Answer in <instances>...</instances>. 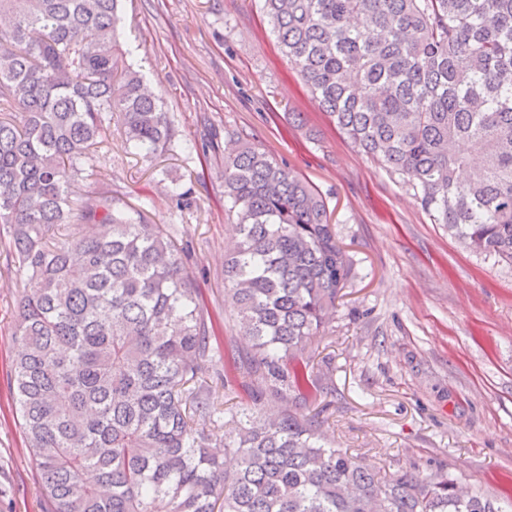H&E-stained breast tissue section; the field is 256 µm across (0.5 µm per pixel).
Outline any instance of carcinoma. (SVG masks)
<instances>
[{
    "mask_svg": "<svg viewBox=\"0 0 512 512\" xmlns=\"http://www.w3.org/2000/svg\"><path fill=\"white\" fill-rule=\"evenodd\" d=\"M121 0H0V224L22 269L14 362L46 512H508L459 478H389L321 441L325 375L308 338L355 263L318 190L236 138L224 201L236 240L227 297L246 353L216 378L210 317L174 240L112 192L80 200V159L112 113L140 155L175 138L145 77L119 67ZM277 45L336 127L468 249L512 264V0H262ZM94 29L98 39L80 34ZM99 235L50 244L73 215ZM224 440L231 475L208 451Z\"/></svg>",
    "mask_w": 512,
    "mask_h": 512,
    "instance_id": "cac0c4a2",
    "label": "carcinoma"
}]
</instances>
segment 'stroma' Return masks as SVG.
<instances>
[{
	"instance_id": "35a3bbf8",
	"label": "stroma",
	"mask_w": 512,
	"mask_h": 512,
	"mask_svg": "<svg viewBox=\"0 0 512 512\" xmlns=\"http://www.w3.org/2000/svg\"><path fill=\"white\" fill-rule=\"evenodd\" d=\"M261 0H123L122 61L147 76L176 143L135 155L119 126L81 160L76 195L111 186L148 223L175 228L218 342L243 347L224 301L235 218L224 208L225 132L325 197L356 263L342 306L309 349L326 375L324 442L373 470L417 464L491 499L512 487V265L466 249L411 186L354 147L283 57ZM192 143L184 152L183 143ZM180 183L189 203L169 193ZM0 224V512H44L15 403L18 304L38 282Z\"/></svg>"
}]
</instances>
